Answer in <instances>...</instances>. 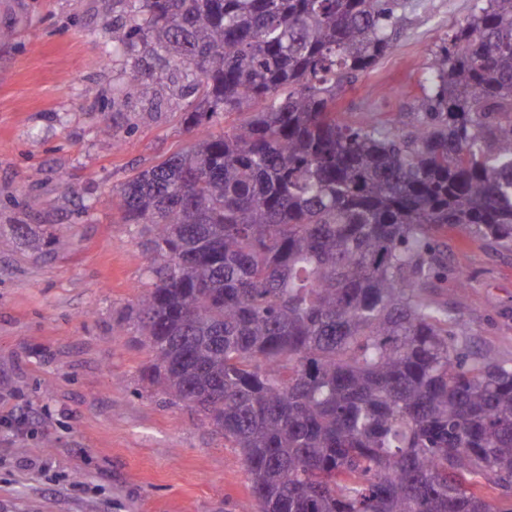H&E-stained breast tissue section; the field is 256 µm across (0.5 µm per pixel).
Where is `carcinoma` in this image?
<instances>
[{"label": "carcinoma", "instance_id": "cac0c4a2", "mask_svg": "<svg viewBox=\"0 0 512 512\" xmlns=\"http://www.w3.org/2000/svg\"><path fill=\"white\" fill-rule=\"evenodd\" d=\"M123 2L112 54L203 83L192 144L120 193L151 384L224 432L259 512H512V363L425 294L448 225L512 244V0L448 32L408 130L336 112L396 0Z\"/></svg>", "mask_w": 512, "mask_h": 512}]
</instances>
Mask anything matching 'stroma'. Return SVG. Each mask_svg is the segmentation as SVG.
Returning <instances> with one entry per match:
<instances>
[{
    "label": "stroma",
    "mask_w": 512,
    "mask_h": 512,
    "mask_svg": "<svg viewBox=\"0 0 512 512\" xmlns=\"http://www.w3.org/2000/svg\"><path fill=\"white\" fill-rule=\"evenodd\" d=\"M14 2L0 11V512H241L238 449L143 377L149 258L118 205L134 171L190 146L202 92L149 54L113 56L126 23L114 0ZM401 2L389 50L336 101L347 122L402 121L477 5ZM438 240L433 299L472 350L512 360V245L460 226Z\"/></svg>",
    "instance_id": "stroma-1"
}]
</instances>
